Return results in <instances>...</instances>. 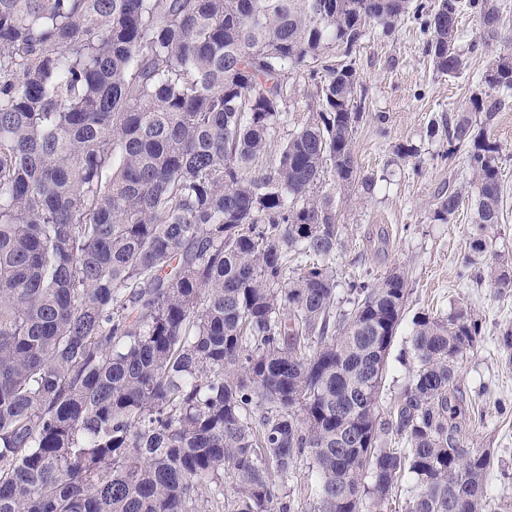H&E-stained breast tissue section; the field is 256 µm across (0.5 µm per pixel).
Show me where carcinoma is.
Masks as SVG:
<instances>
[{
  "instance_id": "carcinoma-1",
  "label": "carcinoma",
  "mask_w": 512,
  "mask_h": 512,
  "mask_svg": "<svg viewBox=\"0 0 512 512\" xmlns=\"http://www.w3.org/2000/svg\"><path fill=\"white\" fill-rule=\"evenodd\" d=\"M461 0L423 19L434 70L462 75ZM487 40L498 0H469ZM410 0H0V512H486L491 457L464 445L463 312L421 315L383 417L403 275L352 281L336 305L328 172L368 194L352 150L366 24ZM315 112L277 153L285 75ZM471 100L506 108L512 55ZM474 179L471 249L498 224L499 147L459 113L443 129ZM461 190L434 197L448 222ZM512 288V268L490 269ZM232 479L224 492V478ZM288 486L290 487L295 500L300 503V506L307 508V510H311L315 501L312 500V496L309 497L311 482L307 477L306 461H301L298 464L295 473L288 482Z\"/></svg>"
}]
</instances>
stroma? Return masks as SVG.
<instances>
[{
	"label": "stroma",
	"instance_id": "stroma-1",
	"mask_svg": "<svg viewBox=\"0 0 512 512\" xmlns=\"http://www.w3.org/2000/svg\"><path fill=\"white\" fill-rule=\"evenodd\" d=\"M460 28L470 67L457 78L439 75L430 65L427 37L413 14L390 28H366L352 58L368 118L355 128L353 149L359 170L373 177L375 187L364 196L329 179L321 190L335 197L343 226L336 252L338 308L349 307L351 281L393 271L407 281L403 320L380 389L382 410H389L407 381L404 353L416 316L464 310L477 319V344L459 361L462 434L467 448L491 456L489 512H512V350L499 343L502 332L512 328V289L495 287L488 275L492 263H512V90L500 89L507 107L491 123H484L481 113L472 115L475 133L501 147L503 219L485 229L489 249L483 254L470 248L469 208L447 224L433 218L435 194L450 184L467 188L470 175L464 153L449 154L447 140L430 134L431 125L467 110L472 97L487 91L485 76L494 58L512 53V43L485 40L478 18L466 11ZM286 82L291 99L282 129L288 132L305 122L314 86L301 74L288 75ZM402 146L415 148V156L401 158Z\"/></svg>",
	"mask_w": 512,
	"mask_h": 512
}]
</instances>
